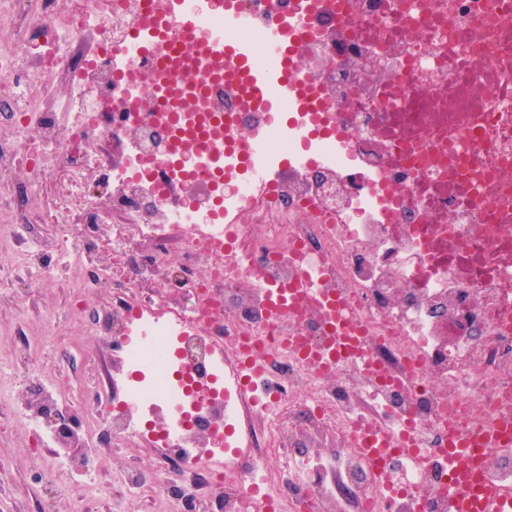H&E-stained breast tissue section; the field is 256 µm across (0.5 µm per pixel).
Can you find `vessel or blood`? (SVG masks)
I'll list each match as a JSON object with an SVG mask.
<instances>
[{
    "label": "vessel or blood",
    "mask_w": 512,
    "mask_h": 512,
    "mask_svg": "<svg viewBox=\"0 0 512 512\" xmlns=\"http://www.w3.org/2000/svg\"><path fill=\"white\" fill-rule=\"evenodd\" d=\"M214 52L199 58L198 69L205 74L223 71L225 60H233L242 69L250 82L255 96H269L274 87L288 81L287 68L263 71L252 63L251 55L237 46L225 45L223 38H216ZM270 312L281 317L292 310L301 309L310 297H318L320 305L330 321H337L344 310L333 295L318 294L312 277L306 276L293 284L273 288L269 291ZM352 327L342 329L341 336H326L321 341H312L306 336L290 337L289 342L304 357L321 369H329L336 358L338 345L345 344L357 349L358 342L352 335ZM512 441V422L502 421L486 432H470L449 439L444 459L450 481L446 490L448 512H512V496L505 494L500 485L485 473L483 451L494 445ZM394 438L381 430L368 427L361 434L360 451L371 463L380 481H388L391 472Z\"/></svg>",
    "instance_id": "b4317fda"
}]
</instances>
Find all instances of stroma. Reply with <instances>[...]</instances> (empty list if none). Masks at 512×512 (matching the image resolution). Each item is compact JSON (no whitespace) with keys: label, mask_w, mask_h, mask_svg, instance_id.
Wrapping results in <instances>:
<instances>
[{"label":"stroma","mask_w":512,"mask_h":512,"mask_svg":"<svg viewBox=\"0 0 512 512\" xmlns=\"http://www.w3.org/2000/svg\"><path fill=\"white\" fill-rule=\"evenodd\" d=\"M50 262L57 268L54 279L45 281L34 297L37 309L29 320L17 322L15 313L20 307L17 296L0 289V361L12 363L21 357L35 358L40 363L45 380L67 379L73 393L86 392L96 381L104 379L112 363V353L102 347L98 337L89 335L86 323L91 311L100 309L110 298L115 285L124 281L123 275H114L105 287L86 293L73 288L74 273L67 271L58 256ZM52 315L59 327L55 336L43 333L45 315ZM157 462L151 448L137 454L115 448L99 454L95 479L104 487H111L115 472L135 463L150 470ZM52 473L66 488L80 485L82 478L60 463L52 450L36 447L27 429L0 426V483L12 487L33 485L44 473Z\"/></svg>","instance_id":"1"}]
</instances>
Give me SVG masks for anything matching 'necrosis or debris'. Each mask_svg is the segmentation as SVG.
<instances>
[{
    "label": "necrosis or debris",
    "instance_id": "necrosis-or-debris-1",
    "mask_svg": "<svg viewBox=\"0 0 512 512\" xmlns=\"http://www.w3.org/2000/svg\"><path fill=\"white\" fill-rule=\"evenodd\" d=\"M193 2L190 50L162 68L136 29L180 38L175 0H84L74 15L0 0V249L17 261L0 285L39 288L50 253L92 264L97 224L127 259L87 323L112 339L108 383L78 404L22 369L47 408L81 410V495L103 493L91 472L108 436L160 450L153 472L114 475L127 495L180 484L224 512H447L441 463L398 459L393 495L357 441L408 421L435 451L512 417V0H242L248 28ZM272 24L300 83L276 91L278 111L239 69L194 70L218 34L277 67L260 51ZM374 56L385 65L364 80ZM94 141L103 152H85ZM64 168L69 200L45 238L41 186ZM307 271L344 303L372 370L340 356L326 373L283 343L323 333L313 308L268 311L269 289ZM246 339L265 379L242 394Z\"/></svg>",
    "mask_w": 512,
    "mask_h": 512
}]
</instances>
